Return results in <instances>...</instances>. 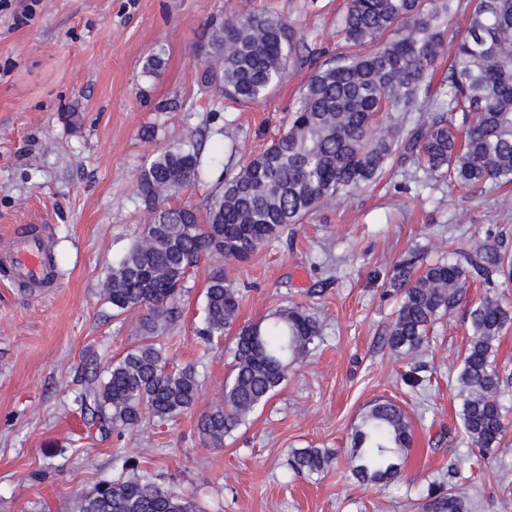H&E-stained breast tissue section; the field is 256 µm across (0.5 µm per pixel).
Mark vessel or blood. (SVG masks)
I'll return each instance as SVG.
<instances>
[{
    "instance_id": "1",
    "label": "vessel or blood",
    "mask_w": 512,
    "mask_h": 512,
    "mask_svg": "<svg viewBox=\"0 0 512 512\" xmlns=\"http://www.w3.org/2000/svg\"><path fill=\"white\" fill-rule=\"evenodd\" d=\"M52 257L48 227L17 230L0 245V273L20 288H48L56 280Z\"/></svg>"
}]
</instances>
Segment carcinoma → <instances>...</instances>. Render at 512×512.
<instances>
[{
    "label": "carcinoma",
    "mask_w": 512,
    "mask_h": 512,
    "mask_svg": "<svg viewBox=\"0 0 512 512\" xmlns=\"http://www.w3.org/2000/svg\"><path fill=\"white\" fill-rule=\"evenodd\" d=\"M461 11L466 27L451 28ZM339 27L345 50L318 66L283 133L225 176L204 212L167 204L198 181V150H162L139 173L150 223L106 275L103 295L117 314H140V336L104 367L96 356L88 363L81 408L100 435L137 426L146 413L163 423L194 406L199 372L194 364L170 366L166 333L201 256L246 261L325 203L369 190L396 163L474 192L512 183V0H348ZM448 43V75L433 93L430 75ZM292 50L279 13L213 22L200 53L203 82L259 103L282 79ZM418 262L411 254L394 267L398 307L383 341L404 357L422 351L440 320L465 301L469 280L483 277L488 290L467 310L469 340L456 375L459 443L495 463L505 432L502 395L512 387V368L497 361L496 348L512 310L495 277L512 279V254L487 239L448 260ZM240 306V292L214 272L197 338L205 345L231 338L233 365L221 399L197 421L211 448L224 447L322 341L320 320L302 306L283 307L266 324L239 322ZM412 445L403 408L375 400L352 427L351 473L363 484H387ZM332 462L320 448L288 452L297 473L320 474ZM122 469L83 492L78 512H200L194 497L161 487L129 461ZM458 474L448 470V489L428 493L423 512H472L453 482Z\"/></svg>",
    "instance_id": "carcinoma-1"
}]
</instances>
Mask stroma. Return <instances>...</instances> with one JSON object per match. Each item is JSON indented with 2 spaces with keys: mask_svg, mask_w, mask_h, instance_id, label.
<instances>
[{
  "mask_svg": "<svg viewBox=\"0 0 512 512\" xmlns=\"http://www.w3.org/2000/svg\"><path fill=\"white\" fill-rule=\"evenodd\" d=\"M346 0H9L0 6V243L22 225L47 226L58 284L30 293L0 279V512H77L81 494L134 461L164 488L195 494L206 512H422L458 464L473 512H512V392L497 463L461 447L455 376L468 330L462 311L436 327L414 360L383 342L396 308L394 265L416 252L429 264L495 238L512 251V186L471 193L405 171L339 198L251 259L202 257L170 327L175 366L196 364L201 389L177 421L143 419L88 436L80 396L87 350L123 354L137 318L113 316L102 282L148 219L136 178L150 156L202 146L196 185L171 197L204 209L225 175L282 132L312 69L335 50ZM264 9L283 14L304 46L266 100L242 104L203 84L199 47L210 21ZM163 64L146 68L152 52ZM240 289V322L292 303L323 322V340L246 426L207 447L198 417L219 399L232 360L227 342L195 336L210 274ZM424 388L407 386L411 363ZM407 413L414 431L400 478L364 485L350 473V433L371 401ZM293 448L334 462L297 475Z\"/></svg>",
  "mask_w": 512,
  "mask_h": 512,
  "instance_id": "35a3bbf8",
  "label": "stroma"
}]
</instances>
